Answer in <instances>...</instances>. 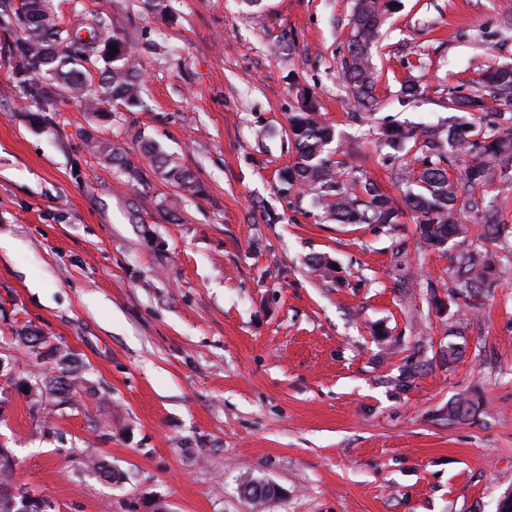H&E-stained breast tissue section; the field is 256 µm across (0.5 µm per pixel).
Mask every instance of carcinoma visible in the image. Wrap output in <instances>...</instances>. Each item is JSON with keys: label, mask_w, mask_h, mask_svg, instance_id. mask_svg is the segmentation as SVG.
Returning <instances> with one entry per match:
<instances>
[{"label": "carcinoma", "mask_w": 512, "mask_h": 512, "mask_svg": "<svg viewBox=\"0 0 512 512\" xmlns=\"http://www.w3.org/2000/svg\"><path fill=\"white\" fill-rule=\"evenodd\" d=\"M395 0H355L351 16L352 37L348 43L344 79L358 104L370 110L376 104L378 76L371 65L372 50L386 16ZM31 15H20L24 35L13 47L15 65L13 79L38 100H53L56 90L72 95L86 111L95 115L103 111L100 104L119 102L132 109L142 106L139 71L125 41L117 35L101 36L97 29L64 32L51 14L49 0H30ZM118 53L108 59L110 66L93 81L85 62L89 51H107V43ZM301 92L299 110L288 114V138L293 141L294 161L278 172V191L288 196L294 191H314L321 210V219L336 224L398 223L403 209L411 211L414 222L427 244L442 248L454 238H464L468 225L461 215L473 216L471 223L481 225L479 238L492 246L465 250L456 256V273L461 288L479 291L498 271L496 249L508 247L512 252V228L480 210L475 198L478 188L496 180L498 172H506L512 164V115L495 112V119L486 120L487 100L499 106L512 107V67L503 66L485 71L481 88L472 96L448 91L450 110L478 112L480 124L438 127L419 131L398 124L381 128V145L401 158L396 179L407 187L403 202L386 194L376 181L363 176L358 166L347 159L329 158L328 146L335 138L332 126L321 120L315 98ZM413 144L412 157L400 156ZM92 149L105 160L123 166L130 178L142 181V167L127 153L99 141ZM471 156L462 171L448 170L451 157ZM140 159L148 160L186 194L196 196L202 188L193 173L165 154L153 141L142 143ZM39 380L67 398L77 380L75 370L65 369L63 375H38ZM474 403L459 399L448 406V418L465 421L474 414Z\"/></svg>", "instance_id": "obj_1"}]
</instances>
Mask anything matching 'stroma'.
Returning a JSON list of instances; mask_svg holds the SVG:
<instances>
[{
	"label": "stroma",
	"instance_id": "stroma-1",
	"mask_svg": "<svg viewBox=\"0 0 512 512\" xmlns=\"http://www.w3.org/2000/svg\"><path fill=\"white\" fill-rule=\"evenodd\" d=\"M62 29L105 23L131 47L144 105L40 112L12 78L22 34L0 11V445L47 512H496L512 491V274L464 308L460 248L411 216L318 222L282 197L285 135L307 87L335 145L400 196L385 119L447 123L449 90L512 66V0H400L373 54L377 104L343 81L354 0H50ZM424 93L407 102L406 77ZM155 141L204 188L177 198L91 151ZM332 264L330 277L311 257ZM82 383L31 412L22 328ZM464 354L448 363V344ZM478 401L454 422L448 404ZM119 470L104 480L89 460ZM275 484L255 507L244 479Z\"/></svg>",
	"mask_w": 512,
	"mask_h": 512
}]
</instances>
